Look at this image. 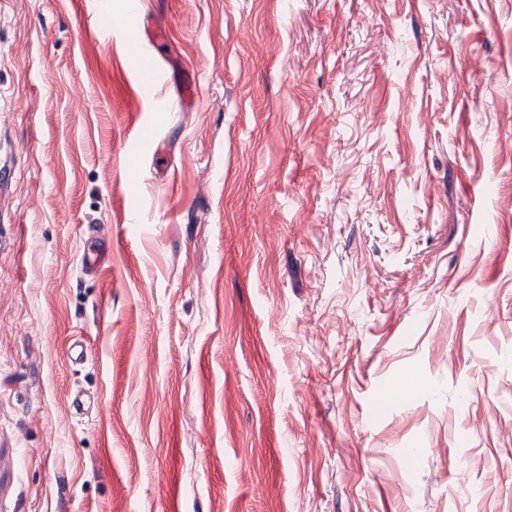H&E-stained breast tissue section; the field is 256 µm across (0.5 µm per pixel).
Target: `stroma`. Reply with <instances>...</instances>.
<instances>
[{
    "label": "stroma",
    "instance_id": "obj_1",
    "mask_svg": "<svg viewBox=\"0 0 512 512\" xmlns=\"http://www.w3.org/2000/svg\"><path fill=\"white\" fill-rule=\"evenodd\" d=\"M107 2L0 0V512H512V0Z\"/></svg>",
    "mask_w": 512,
    "mask_h": 512
}]
</instances>
